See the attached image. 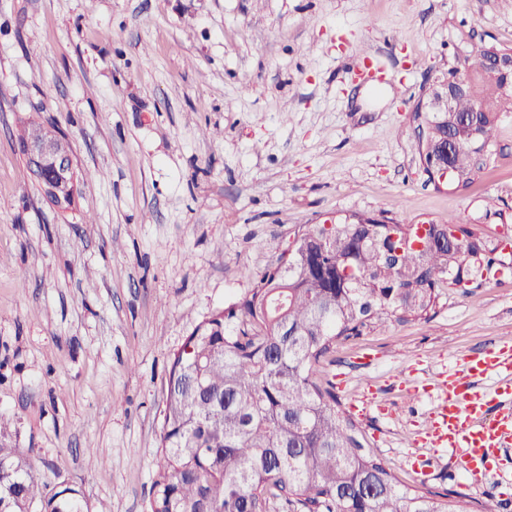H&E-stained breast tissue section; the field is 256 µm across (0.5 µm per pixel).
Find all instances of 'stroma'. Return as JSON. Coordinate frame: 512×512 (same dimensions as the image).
<instances>
[{
    "instance_id": "35a3bbf8",
    "label": "stroma",
    "mask_w": 512,
    "mask_h": 512,
    "mask_svg": "<svg viewBox=\"0 0 512 512\" xmlns=\"http://www.w3.org/2000/svg\"><path fill=\"white\" fill-rule=\"evenodd\" d=\"M480 41L512 46V0H0V444L85 512H148L174 354L298 232L390 210L511 233L512 112L467 188L427 184L415 149L414 107ZM28 118L70 140L74 210L36 193ZM499 258L322 371L401 484L512 512V486L425 446L431 402L406 393L512 339V247Z\"/></svg>"
}]
</instances>
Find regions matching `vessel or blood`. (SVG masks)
I'll return each instance as SVG.
<instances>
[{"instance_id": "obj_1", "label": "vessel or blood", "mask_w": 512, "mask_h": 512, "mask_svg": "<svg viewBox=\"0 0 512 512\" xmlns=\"http://www.w3.org/2000/svg\"><path fill=\"white\" fill-rule=\"evenodd\" d=\"M497 386L483 387L486 379ZM428 431L435 451L450 456L475 481L512 483L502 457L512 445V343L504 342L449 368L432 386Z\"/></svg>"}]
</instances>
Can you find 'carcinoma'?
Listing matches in <instances>:
<instances>
[{
	"label": "carcinoma",
	"instance_id": "cac0c4a2",
	"mask_svg": "<svg viewBox=\"0 0 512 512\" xmlns=\"http://www.w3.org/2000/svg\"><path fill=\"white\" fill-rule=\"evenodd\" d=\"M492 53L512 59V47L482 46L465 58V76L454 69L438 79L467 83L451 111L415 112L426 126L417 152L436 186L443 163L452 168L450 185H468L471 145L491 141L498 115L512 112L504 92L512 69L488 75ZM34 128L58 134L32 120L18 144ZM450 136L457 150L448 160L440 146ZM452 229L467 245L442 243ZM497 251L454 218L423 224L352 214L302 231L237 308L199 323L175 355L149 512H270L276 500L288 512H495L491 494L466 503L457 492L400 486L319 366L340 339L428 319L439 289L483 277ZM29 453L0 446V509L83 512L79 491L52 487Z\"/></svg>",
	"mask_w": 512,
	"mask_h": 512
}]
</instances>
